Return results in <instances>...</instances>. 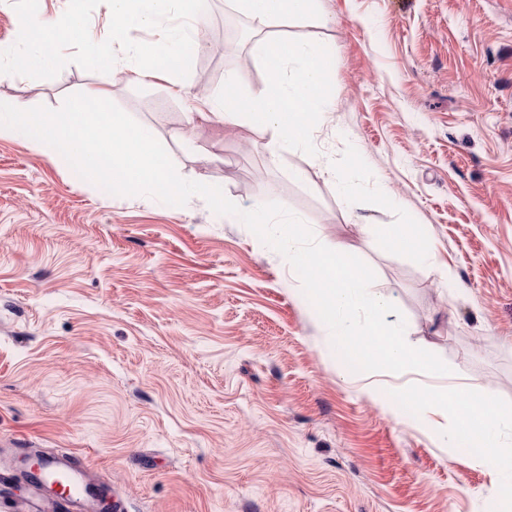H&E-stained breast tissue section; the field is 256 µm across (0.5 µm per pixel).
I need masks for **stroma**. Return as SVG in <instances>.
I'll use <instances>...</instances> for the list:
<instances>
[{
	"mask_svg": "<svg viewBox=\"0 0 512 512\" xmlns=\"http://www.w3.org/2000/svg\"><path fill=\"white\" fill-rule=\"evenodd\" d=\"M319 4L318 19L274 24L336 56L313 156L292 149L274 167L264 135L199 118L229 74L247 95L266 87L258 42L224 0L180 97L90 65L78 42L22 37L77 15L101 38L105 0H0V102L56 109L108 86L183 178L303 216L374 271L412 347L512 402V0ZM386 224L418 226L430 263L390 248ZM367 381L339 362L299 277L236 217L199 197L174 208L108 194L0 137L1 464L19 448L70 453L125 512H494V474L433 428L396 423L378 402L394 378L376 376L372 396Z\"/></svg>",
	"mask_w": 512,
	"mask_h": 512,
	"instance_id": "1",
	"label": "stroma"
}]
</instances>
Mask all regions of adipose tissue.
<instances>
[{
  "label": "adipose tissue",
  "mask_w": 512,
  "mask_h": 512,
  "mask_svg": "<svg viewBox=\"0 0 512 512\" xmlns=\"http://www.w3.org/2000/svg\"><path fill=\"white\" fill-rule=\"evenodd\" d=\"M112 18L117 25L109 40L90 39L85 43L88 63L106 61L129 71L136 79H163L174 92H181L183 79L195 69L200 50L197 34L206 22L210 0H109ZM176 5L185 23L174 33H164L168 48L166 56H159L151 47L130 46L123 42V30L129 26H147L167 6Z\"/></svg>",
  "instance_id": "ef3b65f1"
}]
</instances>
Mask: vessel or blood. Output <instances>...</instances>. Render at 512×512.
I'll return each instance as SVG.
<instances>
[{"label":"vessel or blood","instance_id":"b4317fda","mask_svg":"<svg viewBox=\"0 0 512 512\" xmlns=\"http://www.w3.org/2000/svg\"><path fill=\"white\" fill-rule=\"evenodd\" d=\"M107 490L89 470L71 468L67 454L51 453L33 469L23 506L26 512H94L96 500Z\"/></svg>","mask_w":512,"mask_h":512}]
</instances>
